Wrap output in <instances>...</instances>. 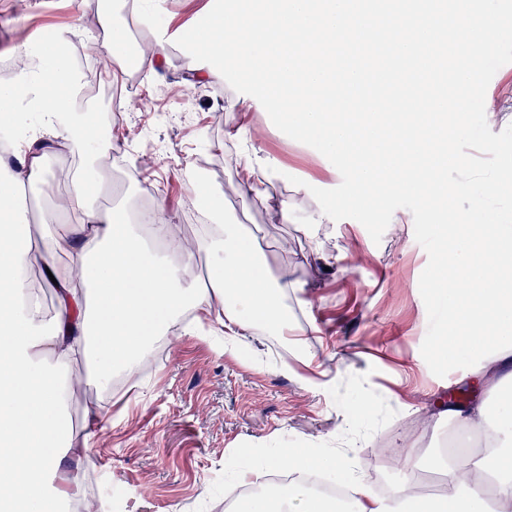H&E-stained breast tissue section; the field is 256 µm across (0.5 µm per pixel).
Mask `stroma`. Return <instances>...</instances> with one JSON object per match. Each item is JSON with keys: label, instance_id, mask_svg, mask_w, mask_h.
<instances>
[{"label": "stroma", "instance_id": "stroma-1", "mask_svg": "<svg viewBox=\"0 0 512 512\" xmlns=\"http://www.w3.org/2000/svg\"><path fill=\"white\" fill-rule=\"evenodd\" d=\"M101 0H0V59L35 44L41 32L64 35L68 46L100 28L76 31L77 9L95 13ZM205 0H163L136 13L121 7L117 21L138 38L192 27ZM171 62L143 75L135 102L87 93L101 128L111 131L112 159L132 166L175 223L189 221L188 189L204 182L222 201L224 220L246 227V239L270 279L285 280L280 300L294 334L252 327L245 345L229 349L183 327L155 337L138 358L131 381L112 390V419L88 427L95 390L69 402L73 429L88 437L86 461L72 476L83 504L103 489H121L119 512H224V484L238 471L263 480L265 461L292 448L329 454L354 443L350 469L373 489L393 491L401 459L425 456L449 433L440 413L448 394L469 383L470 369L435 376L421 355L428 316L419 279L428 254L395 211L381 242L356 220L314 227L305 238L298 221L283 222L282 202L309 216L318 204L299 191L312 181L332 189L341 175L314 148L272 128L267 113L238 112L217 83L195 82L190 60L171 47ZM253 125L269 127L260 154L277 161L264 197L231 189L236 142ZM372 398L373 411L357 436L344 432L351 405Z\"/></svg>", "mask_w": 512, "mask_h": 512}]
</instances>
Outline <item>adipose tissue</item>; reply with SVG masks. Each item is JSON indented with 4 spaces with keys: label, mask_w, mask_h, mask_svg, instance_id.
<instances>
[{
    "label": "adipose tissue",
    "mask_w": 512,
    "mask_h": 512,
    "mask_svg": "<svg viewBox=\"0 0 512 512\" xmlns=\"http://www.w3.org/2000/svg\"><path fill=\"white\" fill-rule=\"evenodd\" d=\"M39 54L46 65L37 74L23 72L0 86V128L28 113L34 123L27 144L50 133L59 147L82 152L85 166L78 172L53 169L43 153L0 162V512H56L80 493L67 463L82 461L87 443L68 425L74 384L66 370L81 366L99 384H110L114 367H134L150 338L187 306L216 322L236 345L258 323L284 334L291 329L278 303L279 282L263 273L242 236L223 225L219 207L211 209L217 227L204 237H181L164 215L154 218L150 231L164 243L163 257L177 258L186 268L202 253L213 261L214 275L181 288L174 283L178 268H165L128 225L97 206L83 182L96 176L98 158L114 145L100 136L94 109L79 105V73L68 57L53 46ZM264 136L263 128H251L250 146L239 151L233 186L239 194H264L254 148ZM48 182L64 187L53 198L64 224L37 236L19 234L13 209L26 189ZM470 208L474 215L448 254L447 275L430 280L429 288L452 305L439 351L488 346L473 373L483 387L497 378L512 381V225L482 220L478 203ZM36 268L51 271L56 280L57 304L48 317L28 289L26 273ZM447 417L457 430L483 435L484 454L431 453L427 468L447 484L436 497L422 496L407 474L389 504L362 479L348 476L355 512H512V448L502 439L512 428V409L495 411L478 400L450 407ZM250 483V471L243 470L224 486L237 512H331L303 484L283 495L268 490L238 497V489Z\"/></svg>",
    "instance_id": "adipose-tissue-1"
}]
</instances>
